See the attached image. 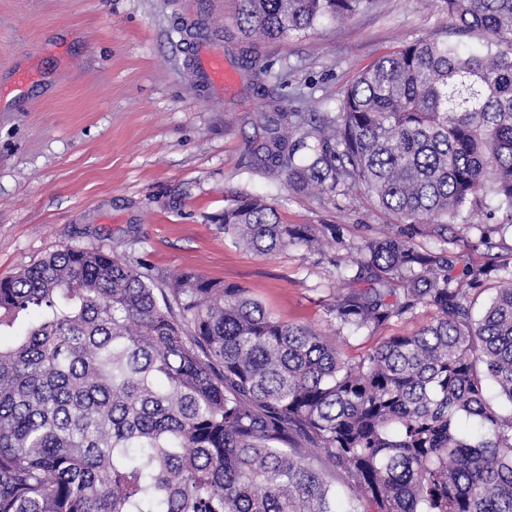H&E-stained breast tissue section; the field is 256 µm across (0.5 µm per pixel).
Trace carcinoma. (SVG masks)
<instances>
[{
	"mask_svg": "<svg viewBox=\"0 0 512 512\" xmlns=\"http://www.w3.org/2000/svg\"><path fill=\"white\" fill-rule=\"evenodd\" d=\"M258 39L348 19L371 0H237ZM476 53L427 35L377 59L336 116L310 124L243 68L267 107L252 168L294 191L367 202L448 242L491 193L512 207V0H440ZM259 254L331 241L263 198L224 209ZM332 306L382 327L435 318L346 361L337 337L287 324L245 288L183 272L155 287L103 248L57 249L0 279V512H512V277L476 318L488 271L400 234L357 249Z\"/></svg>",
	"mask_w": 512,
	"mask_h": 512,
	"instance_id": "carcinoma-1",
	"label": "carcinoma"
}]
</instances>
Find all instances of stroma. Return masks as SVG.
<instances>
[{"label":"stroma","instance_id":"1","mask_svg":"<svg viewBox=\"0 0 512 512\" xmlns=\"http://www.w3.org/2000/svg\"><path fill=\"white\" fill-rule=\"evenodd\" d=\"M236 0H0V278L68 245L114 251L169 276L191 271L247 289L281 321L346 336L344 359L409 335L435 313L420 306L376 331L340 326L331 310L358 247L393 215L348 192L290 190L250 170L266 140L261 103L242 67ZM222 47L233 80L202 78L184 27ZM438 0H374L344 21L264 42L270 84L287 112H337L380 56L444 25ZM272 199L281 220L331 238L257 254L219 221L241 196ZM449 243L465 266L512 270V211L487 197L462 213Z\"/></svg>","mask_w":512,"mask_h":512}]
</instances>
